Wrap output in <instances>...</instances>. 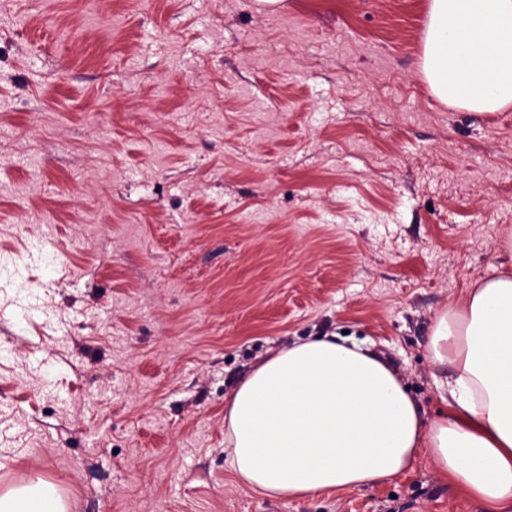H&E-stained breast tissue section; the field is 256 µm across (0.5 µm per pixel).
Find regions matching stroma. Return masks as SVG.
<instances>
[{
	"label": "stroma",
	"mask_w": 512,
	"mask_h": 512,
	"mask_svg": "<svg viewBox=\"0 0 512 512\" xmlns=\"http://www.w3.org/2000/svg\"><path fill=\"white\" fill-rule=\"evenodd\" d=\"M427 0H0V491L69 512H484L420 455L301 499L241 484L224 402L346 333L427 419L437 316L512 227V107L420 69ZM1 512H67L69 504L52 484L39 481L35 485L9 488L0 493Z\"/></svg>",
	"instance_id": "35a3bbf8"
}]
</instances>
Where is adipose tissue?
<instances>
[{
	"instance_id": "adipose-tissue-1",
	"label": "adipose tissue",
	"mask_w": 512,
	"mask_h": 512,
	"mask_svg": "<svg viewBox=\"0 0 512 512\" xmlns=\"http://www.w3.org/2000/svg\"><path fill=\"white\" fill-rule=\"evenodd\" d=\"M421 72L433 94L470 112L512 105V0H428ZM506 263L449 306L427 340L452 369L447 410L427 421L376 355L335 337L262 360L224 407V446L239 479L298 499L361 489L407 471L419 454L480 500L512 512V228ZM52 484L0 493V512H68Z\"/></svg>"
}]
</instances>
